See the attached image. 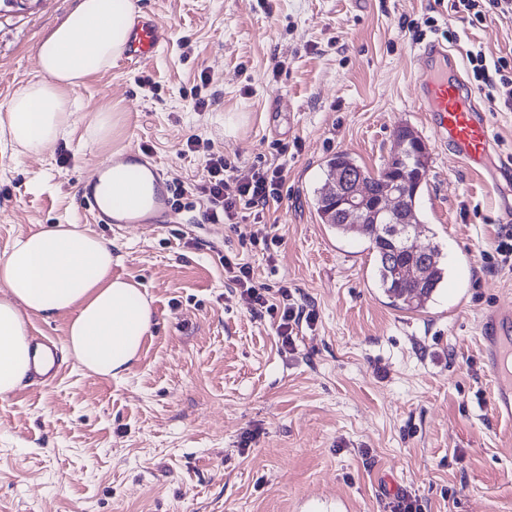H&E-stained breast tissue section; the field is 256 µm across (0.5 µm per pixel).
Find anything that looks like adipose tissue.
<instances>
[{"mask_svg":"<svg viewBox=\"0 0 512 512\" xmlns=\"http://www.w3.org/2000/svg\"><path fill=\"white\" fill-rule=\"evenodd\" d=\"M136 0H75L37 45L40 75L0 112V148L45 153L77 120L71 97L124 52ZM112 244L76 224L16 238L0 253V399L32 374L31 316L69 317L66 344L87 372L114 378L137 362L153 310L139 284L112 274Z\"/></svg>","mask_w":512,"mask_h":512,"instance_id":"1","label":"adipose tissue"}]
</instances>
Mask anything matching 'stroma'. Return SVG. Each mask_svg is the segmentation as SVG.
<instances>
[{"mask_svg":"<svg viewBox=\"0 0 512 512\" xmlns=\"http://www.w3.org/2000/svg\"><path fill=\"white\" fill-rule=\"evenodd\" d=\"M72 2L0 0V108L38 74L35 46ZM136 2L167 33L157 56L76 88L82 117L46 154H0V252L80 225L111 240L153 324L136 365L110 378L64 350L68 316L31 317V336L59 345V372L0 400V512H391L402 495L422 512H512V420L494 410L479 342L485 314L512 306L495 252L512 180L485 185L436 139L412 64L418 43H446L449 83L466 80L488 115L491 159L510 156L512 111L477 91L466 51L512 55V19L472 27L448 0ZM104 108L122 116L106 142L93 129ZM404 127L430 159L416 244L438 243L448 267L420 310L383 294L361 230L336 234L314 208L331 155L378 170ZM132 149L176 187L203 182L211 151L283 166L281 199L228 225L207 223L196 196L178 223L113 232L78 185ZM228 258L315 310L292 346L248 310Z\"/></svg>","mask_w":512,"mask_h":512,"instance_id":"35a3bbf8","label":"stroma"}]
</instances>
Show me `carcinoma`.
<instances>
[{
  "instance_id": "obj_1",
  "label": "carcinoma",
  "mask_w": 512,
  "mask_h": 512,
  "mask_svg": "<svg viewBox=\"0 0 512 512\" xmlns=\"http://www.w3.org/2000/svg\"><path fill=\"white\" fill-rule=\"evenodd\" d=\"M409 154L405 157L406 163L412 169L422 172V178L404 188L402 197L404 205L415 206L418 204L425 176L429 170V156L426 147L420 137L416 136L408 142ZM340 173H353L373 190H378L381 185L383 170L371 172L357 163L349 154L338 152L332 155L324 170L325 182L332 183ZM315 208L321 222L338 234H346L353 225L347 223L343 212L335 207L334 200L325 191H318L315 199ZM384 224H368L365 235L370 243V249L375 257V276L379 287L383 292L407 310L424 308L439 290L447 277V267L443 261L442 252L438 244L432 243L427 248L419 251L417 261L422 264L424 276L420 281H411L404 278H396L394 271L396 263H405L408 256L405 252H395V246L384 237Z\"/></svg>"
}]
</instances>
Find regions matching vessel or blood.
<instances>
[{"instance_id": "b4317fda", "label": "vessel or blood", "mask_w": 512, "mask_h": 512, "mask_svg": "<svg viewBox=\"0 0 512 512\" xmlns=\"http://www.w3.org/2000/svg\"><path fill=\"white\" fill-rule=\"evenodd\" d=\"M166 40L165 33L153 16H145L130 30L124 63L128 66L146 61L159 51ZM448 58L443 44L431 42L413 56L421 78L416 85L417 99L432 114L436 134L449 140L453 153L473 166L485 182L497 183L500 177L512 176V158L496 168L486 167L483 159L488 152V118L476 109L471 93L448 84L441 63ZM122 163L130 165L131 180L127 211L115 213L111 203L102 201L99 186L108 176L113 163L103 162L96 179L82 182L79 192L85 207L101 224H138L147 230L169 223L173 208L162 190H155L149 205H141L138 178L145 159L140 153H126ZM486 360L495 379L494 405L498 414L512 419V311L498 308L487 312L480 326Z\"/></svg>"}]
</instances>
